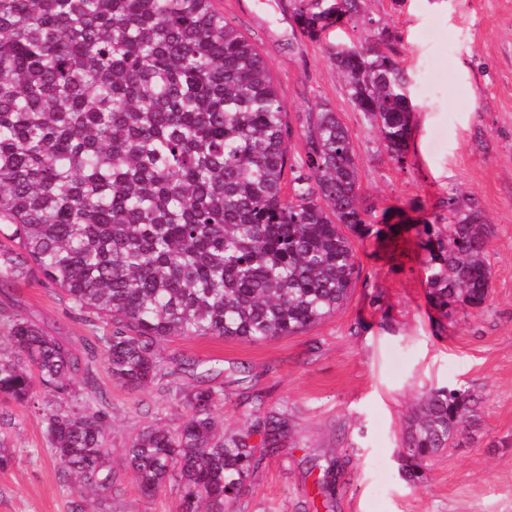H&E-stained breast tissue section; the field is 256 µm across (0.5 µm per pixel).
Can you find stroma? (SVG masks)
I'll return each mask as SVG.
<instances>
[{"label": "stroma", "mask_w": 512, "mask_h": 512, "mask_svg": "<svg viewBox=\"0 0 512 512\" xmlns=\"http://www.w3.org/2000/svg\"><path fill=\"white\" fill-rule=\"evenodd\" d=\"M226 22L266 61L285 123L289 157L305 153L310 112L327 105L347 127L359 158V200L379 217L397 211L395 238L354 239L360 267L348 298L329 318L291 336L252 343L190 338L160 345L173 380L133 390L95 362L103 392L76 383L63 411L103 412L114 483L91 494L93 512H182L175 484L141 493L125 451L143 429L179 425L188 413L171 383L226 394L217 409L242 428L262 399L287 412L284 448L255 450L257 469L233 512H512V0H367L373 26L304 35L293 0H214ZM360 42L407 70L417 105L404 166L351 105L326 47ZM473 198L489 228L491 296L484 309L442 316L428 303L423 226L440 225L448 201ZM24 318L76 351L105 331L88 324L57 287L28 279L0 285V355L14 349L12 320ZM448 386L478 401V420L456 447L435 455L422 482H408L397 450L421 394ZM37 393L27 405L0 402V442L13 461L0 469V512H70L58 481ZM333 471L331 496L318 483Z\"/></svg>", "instance_id": "obj_1"}]
</instances>
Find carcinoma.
<instances>
[{"label":"carcinoma","mask_w":512,"mask_h":512,"mask_svg":"<svg viewBox=\"0 0 512 512\" xmlns=\"http://www.w3.org/2000/svg\"><path fill=\"white\" fill-rule=\"evenodd\" d=\"M294 19L312 40L335 24L380 25L366 0H294ZM327 54L404 164L416 109L400 62L355 43ZM289 137L269 67L213 0H0V241L13 244L0 247V275L41 278L87 322L112 324L81 356L14 320L0 398L23 405L41 389L64 400L78 372L92 390L98 358L115 381L145 388L172 374L164 340L262 342L333 315L357 270L350 236L372 232L359 158L328 108L310 115L298 162ZM424 233L429 303L445 317L482 309L489 237L475 200L451 199L444 228ZM177 391L189 414L142 432L126 466L146 495L175 483L182 512H224L257 465L251 438L284 447L288 415L258 410L228 434L219 393ZM476 413L465 391L428 390L406 422L404 475L421 480ZM42 417L70 512H89L88 492L113 484L103 415L44 407Z\"/></svg>","instance_id":"1"}]
</instances>
